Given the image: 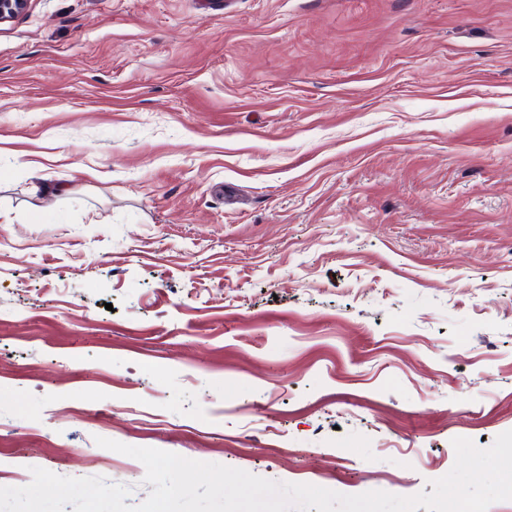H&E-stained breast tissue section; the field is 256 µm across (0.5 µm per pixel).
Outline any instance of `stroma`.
Masks as SVG:
<instances>
[{
    "label": "stroma",
    "instance_id": "obj_1",
    "mask_svg": "<svg viewBox=\"0 0 512 512\" xmlns=\"http://www.w3.org/2000/svg\"><path fill=\"white\" fill-rule=\"evenodd\" d=\"M40 168L47 194L30 206ZM512 430V0H29L0 24V487L151 447L432 492Z\"/></svg>",
    "mask_w": 512,
    "mask_h": 512
}]
</instances>
